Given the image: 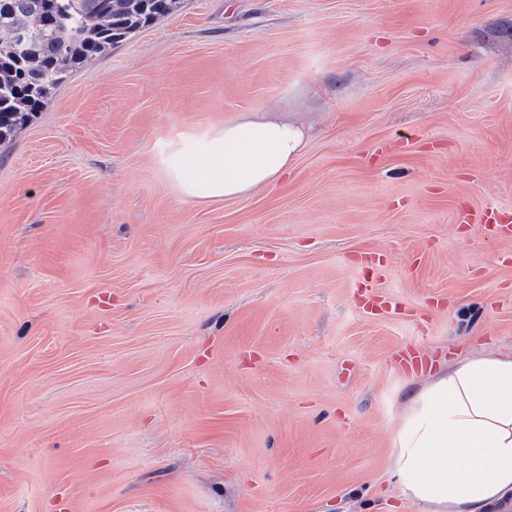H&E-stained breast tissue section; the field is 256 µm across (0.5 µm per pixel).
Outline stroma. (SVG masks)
Wrapping results in <instances>:
<instances>
[{"instance_id": "stroma-1", "label": "stroma", "mask_w": 512, "mask_h": 512, "mask_svg": "<svg viewBox=\"0 0 512 512\" xmlns=\"http://www.w3.org/2000/svg\"><path fill=\"white\" fill-rule=\"evenodd\" d=\"M244 112L276 186L181 197ZM512 0H182L0 146V512H417L387 494L424 368L512 349ZM399 307L368 315L363 282ZM288 118L245 112L210 128L189 151L168 158L167 172L182 197L220 202L277 185L304 145ZM457 218L461 224H483L484 228L493 234H512L511 215L502 214L495 208L473 211L468 205H462L457 210Z\"/></svg>"}]
</instances>
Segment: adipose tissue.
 Wrapping results in <instances>:
<instances>
[{
  "mask_svg": "<svg viewBox=\"0 0 512 512\" xmlns=\"http://www.w3.org/2000/svg\"><path fill=\"white\" fill-rule=\"evenodd\" d=\"M304 145L287 118L245 112L210 128L167 172L182 197L220 202L270 188ZM389 483L419 512H488L512 495V350H483L422 378L404 405Z\"/></svg>",
  "mask_w": 512,
  "mask_h": 512,
  "instance_id": "obj_1",
  "label": "adipose tissue"
}]
</instances>
